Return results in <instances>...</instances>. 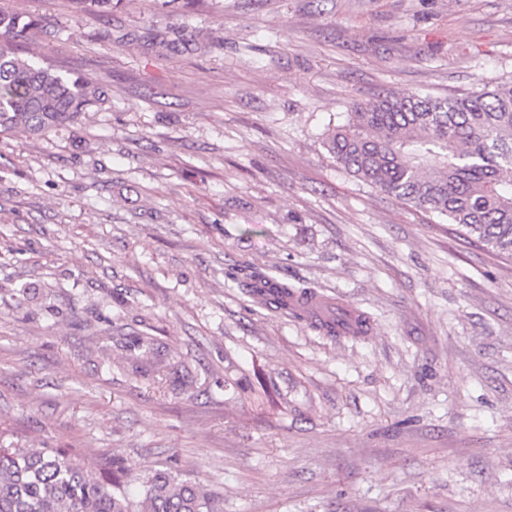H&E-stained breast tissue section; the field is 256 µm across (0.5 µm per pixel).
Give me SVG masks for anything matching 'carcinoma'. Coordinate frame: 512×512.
<instances>
[{
    "mask_svg": "<svg viewBox=\"0 0 512 512\" xmlns=\"http://www.w3.org/2000/svg\"><path fill=\"white\" fill-rule=\"evenodd\" d=\"M70 3L82 12L112 11V0ZM44 27L38 15L0 9V135L71 124L105 98L98 86L17 55V44ZM324 146L356 179L512 258V84L355 103L346 123L324 132ZM262 280L318 296L256 267L240 283L250 289ZM7 436L9 429L0 426V512H223L203 487L167 470L142 481L144 508L137 511L125 491L124 464L94 470L74 448H30L6 443Z\"/></svg>",
    "mask_w": 512,
    "mask_h": 512,
    "instance_id": "obj_1",
    "label": "carcinoma"
}]
</instances>
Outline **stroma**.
Returning <instances> with one entry per match:
<instances>
[{"label":"stroma","mask_w":512,"mask_h":512,"mask_svg":"<svg viewBox=\"0 0 512 512\" xmlns=\"http://www.w3.org/2000/svg\"><path fill=\"white\" fill-rule=\"evenodd\" d=\"M0 7L48 22L20 57L107 93L0 138L19 445L134 465L135 501L168 470L224 512H512V259L347 174L322 137L385 93L512 83V0ZM245 266L371 334L266 306ZM251 269H248L247 272H243L242 279H239L237 277L236 279L239 280V282L242 284L244 288H249L251 291H253L254 288L252 286L257 281L266 280L268 281V284L271 285L270 288H284V293L289 294V292H292L297 295H301L302 297H319L321 296L317 293V291L314 288L311 287H305L303 285H294V284H288L287 282H282L273 277L272 275L264 272L263 270H260L256 267H250ZM288 290V291H287ZM361 314L362 313H360L354 307L345 306L343 308V310L341 312V316L337 317V321H336L339 323L338 329H339V334H341L339 337L349 336L348 334L351 333L354 329H356L357 326L359 328L362 327L361 334H364V335L368 334V332L371 329L370 321H367L366 324H364L365 321L363 320L362 321L363 323H361V324H363V326L357 325L358 319L361 318Z\"/></svg>","instance_id":"35a3bbf8"}]
</instances>
